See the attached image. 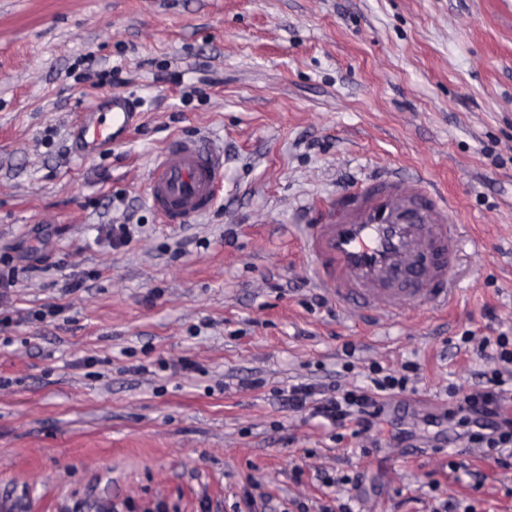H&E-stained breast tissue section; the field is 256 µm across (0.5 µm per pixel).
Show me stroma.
Listing matches in <instances>:
<instances>
[{
  "mask_svg": "<svg viewBox=\"0 0 512 512\" xmlns=\"http://www.w3.org/2000/svg\"><path fill=\"white\" fill-rule=\"evenodd\" d=\"M115 91L138 124L83 156L69 130ZM177 138L224 154L213 209L181 226L147 199ZM389 168L446 190L483 246L448 313L383 325L313 287L298 222ZM9 266L5 512H512V469L444 416L490 365L462 334H512V0H0ZM374 363L417 370L360 438L277 400Z\"/></svg>",
  "mask_w": 512,
  "mask_h": 512,
  "instance_id": "stroma-1",
  "label": "stroma"
}]
</instances>
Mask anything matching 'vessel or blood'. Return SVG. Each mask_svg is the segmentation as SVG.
Returning a JSON list of instances; mask_svg holds the SVG:
<instances>
[{
    "label": "vessel or blood",
    "mask_w": 512,
    "mask_h": 512,
    "mask_svg": "<svg viewBox=\"0 0 512 512\" xmlns=\"http://www.w3.org/2000/svg\"><path fill=\"white\" fill-rule=\"evenodd\" d=\"M136 118L131 98L113 92L77 122L82 153L124 141ZM223 182L219 153L181 139L153 162L148 201L165 223L186 224L210 209ZM307 216L303 253L316 287L337 304L388 321L414 306L442 308L454 301L465 240L444 194L388 171L309 203Z\"/></svg>",
    "instance_id": "obj_1"
}]
</instances>
